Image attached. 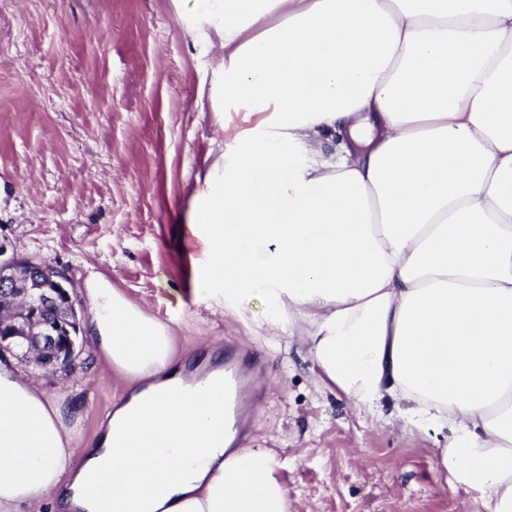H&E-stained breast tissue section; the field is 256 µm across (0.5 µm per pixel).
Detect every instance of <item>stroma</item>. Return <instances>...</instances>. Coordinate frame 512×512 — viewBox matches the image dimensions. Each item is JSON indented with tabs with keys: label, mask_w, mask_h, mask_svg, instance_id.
I'll return each instance as SVG.
<instances>
[{
	"label": "stroma",
	"mask_w": 512,
	"mask_h": 512,
	"mask_svg": "<svg viewBox=\"0 0 512 512\" xmlns=\"http://www.w3.org/2000/svg\"><path fill=\"white\" fill-rule=\"evenodd\" d=\"M223 63L175 0H0V246L63 272L81 324L99 273L170 328L181 362L229 342L256 353L267 371L246 448L283 460L288 512H488L442 464L447 431L358 411L323 382L307 322L274 329L261 300L197 294L210 251L193 213L257 122L225 111ZM79 345L65 376L0 360L69 390L81 445L125 385L87 335Z\"/></svg>",
	"instance_id": "stroma-1"
}]
</instances>
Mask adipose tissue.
Wrapping results in <instances>:
<instances>
[{
  "label": "adipose tissue",
  "mask_w": 512,
  "mask_h": 512,
  "mask_svg": "<svg viewBox=\"0 0 512 512\" xmlns=\"http://www.w3.org/2000/svg\"><path fill=\"white\" fill-rule=\"evenodd\" d=\"M224 107L264 112L193 223L214 285L264 295L359 410L448 430L440 457L512 512V0H193ZM99 360L126 384L77 448L64 392L0 363V512H288L270 450L226 452L224 377L102 275ZM78 467H71L74 456Z\"/></svg>",
  "instance_id": "1"
}]
</instances>
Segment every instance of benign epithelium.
<instances>
[{
	"label": "benign epithelium",
	"mask_w": 512,
	"mask_h": 512,
	"mask_svg": "<svg viewBox=\"0 0 512 512\" xmlns=\"http://www.w3.org/2000/svg\"><path fill=\"white\" fill-rule=\"evenodd\" d=\"M66 282L67 278L61 271L30 259L0 258V290L9 299L21 300V305L12 310L9 335L0 336V353L11 349L7 342L22 340L35 349V356L29 358L32 365L41 366L38 357L45 350L52 353L53 373L75 364L79 356L80 319ZM29 285L40 289L39 297L54 307L52 323L47 324L41 318L36 298L27 289Z\"/></svg>",
	"instance_id": "7a95c632"
}]
</instances>
